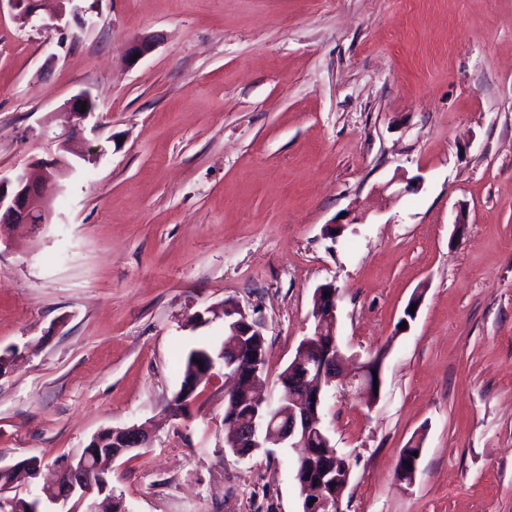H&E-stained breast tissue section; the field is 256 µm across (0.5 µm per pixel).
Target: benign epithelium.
<instances>
[{
    "label": "benign epithelium",
    "instance_id": "obj_1",
    "mask_svg": "<svg viewBox=\"0 0 512 512\" xmlns=\"http://www.w3.org/2000/svg\"><path fill=\"white\" fill-rule=\"evenodd\" d=\"M18 11L19 19L30 22L39 10L41 0H7ZM76 0H56L57 14L45 26L59 27V23L70 13L82 25L86 20L79 9L73 6ZM86 103V111H80L81 103ZM66 109L75 119V123L58 133L54 141L59 154L50 159H36L18 170L12 177L0 176V224H28L39 228L50 223L49 203L42 197V185L49 180L60 181L76 172V165L68 156L81 160L89 159L83 150L82 133L84 122L95 114L97 104L91 95L82 91L65 103ZM338 289L332 284H325L316 290V329L299 345L297 354L290 363L288 373L296 374L293 384L302 387L305 404L288 410V428L275 433L278 443L285 448H303L304 438L309 434L320 436L323 447H331L329 429L319 419L316 409L322 404L323 384L339 382L349 392L370 394L378 397L380 392L374 390V379H382L384 358L375 354L358 363L353 373L342 375L337 370L340 352L337 340L333 338L336 331V311L338 306ZM240 316L232 326L233 335L249 336L254 332L264 331V322L244 306L239 307ZM236 362L239 369L233 373L238 380L242 373L256 379L259 365L252 356L238 355ZM319 371L321 385L307 384L306 377L310 369ZM270 404L257 399L250 422L242 426L232 417L233 425L230 447L233 454L240 458L250 457L255 448L266 444L267 432L273 430L277 416L269 412ZM148 444L146 433L139 427L106 429L97 433L84 450L82 462L71 456L57 462L56 480L30 493L25 497L18 494L3 499L8 512H35V502L48 498L51 504L66 506L76 496L84 501L92 494L105 495L102 512H129L123 496L109 491L105 467L127 453L145 448ZM326 489L316 491V495L304 503L303 512H328L329 500L325 497Z\"/></svg>",
    "mask_w": 512,
    "mask_h": 512
}]
</instances>
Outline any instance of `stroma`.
I'll use <instances>...</instances> for the list:
<instances>
[{"instance_id":"35a3bbf8","label":"stroma","mask_w":512,"mask_h":512,"mask_svg":"<svg viewBox=\"0 0 512 512\" xmlns=\"http://www.w3.org/2000/svg\"><path fill=\"white\" fill-rule=\"evenodd\" d=\"M79 7L61 32L0 6V175L56 155L78 92L100 125L47 186L50 224L0 227V350L19 351L0 463L38 459L45 480L143 424L149 447L110 475L130 512H302L296 451L226 448L223 368L185 414L167 406L228 299L265 321L277 400L331 284L341 352L385 354L374 404L338 387L324 404L351 466L340 512H512V0ZM397 175L421 184L392 197Z\"/></svg>"}]
</instances>
